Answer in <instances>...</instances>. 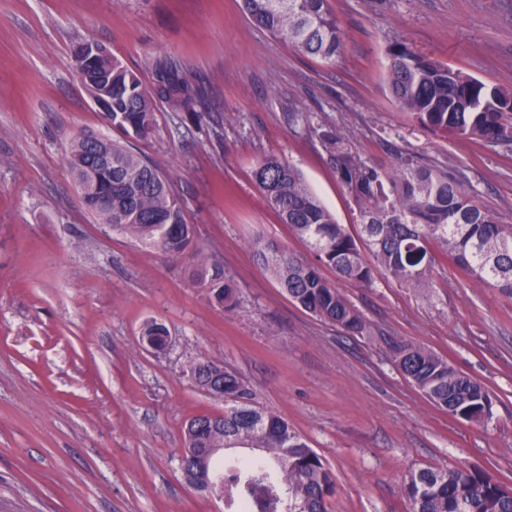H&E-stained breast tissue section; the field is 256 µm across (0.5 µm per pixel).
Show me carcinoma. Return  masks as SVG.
Segmentation results:
<instances>
[{
  "instance_id": "cac0c4a2",
  "label": "carcinoma",
  "mask_w": 512,
  "mask_h": 512,
  "mask_svg": "<svg viewBox=\"0 0 512 512\" xmlns=\"http://www.w3.org/2000/svg\"><path fill=\"white\" fill-rule=\"evenodd\" d=\"M250 20L296 52L334 62L345 45V32L329 0H243ZM72 48L74 69L93 97L102 91L99 73L112 71L107 127L128 139L145 141L158 130V113L187 112L202 118L200 107L212 87L172 54H156L133 70L107 52L92 60ZM387 80L394 104L415 124L487 142L512 141V89L488 86L468 74L415 52L400 42L388 53ZM321 144L328 164L353 203L359 237L336 223L300 171L283 159L264 156L254 179L268 205L315 255L304 264L274 240L259 238L256 261L277 279L288 298L310 314L362 336L367 321L320 268L337 279L365 288L382 275L409 288H428L440 260L503 294H512V224L480 208L448 170L415 154H400L385 166L350 146L334 127L315 125L303 112L288 113ZM65 163L89 214L98 223L176 261L191 251L194 225L186 218L174 178L158 163L140 156L109 135L75 132ZM109 197L100 210L92 192ZM193 284L217 307L238 305V289L224 267L197 254L189 267ZM168 329L154 320L143 338L166 348ZM387 356L425 398L449 416L476 424L493 417L494 398L479 381L428 347L404 338L386 339ZM190 376L201 388L222 389L224 413L193 418L186 442L200 456L212 448H248L256 458L226 469L210 456L191 485L208 490L220 483L225 512H327L335 477L321 456L273 411L250 402L236 373L213 361H199ZM403 494L409 512H512V488L483 470L467 465L408 472Z\"/></svg>"
}]
</instances>
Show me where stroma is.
Listing matches in <instances>:
<instances>
[{
    "mask_svg": "<svg viewBox=\"0 0 512 512\" xmlns=\"http://www.w3.org/2000/svg\"><path fill=\"white\" fill-rule=\"evenodd\" d=\"M346 33L336 61L295 53L241 0H0V512H224L181 470L184 427L219 414L190 364L230 366L254 405L275 411L335 475L328 512H406L409 470L466 464L512 487V296L446 263L429 292L390 279L343 285L370 325L349 336L290 301L253 257L257 236L300 260L253 178L290 161L338 223L353 206L318 140L288 108L342 130L383 164L394 151L446 167L476 204L512 222V141L483 143L410 122L394 108L388 50L417 52L512 88V0H330ZM91 38L137 69L170 53L214 87L201 121L158 115L135 148L175 176L196 244L232 277L227 313L172 263L95 223L64 162L74 131L107 127L70 47ZM169 331L164 351L140 332ZM391 336L485 383L493 418L448 416L396 371Z\"/></svg>",
    "mask_w": 512,
    "mask_h": 512,
    "instance_id": "stroma-1",
    "label": "stroma"
}]
</instances>
